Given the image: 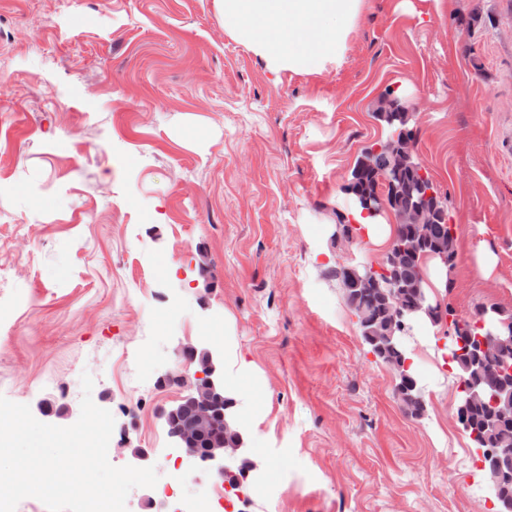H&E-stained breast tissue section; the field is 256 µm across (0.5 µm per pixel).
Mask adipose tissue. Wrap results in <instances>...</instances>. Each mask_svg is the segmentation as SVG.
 <instances>
[{"label": "adipose tissue", "instance_id": "1", "mask_svg": "<svg viewBox=\"0 0 512 512\" xmlns=\"http://www.w3.org/2000/svg\"><path fill=\"white\" fill-rule=\"evenodd\" d=\"M362 0H224L226 18L261 37L273 60L312 68L345 49Z\"/></svg>", "mask_w": 512, "mask_h": 512}]
</instances>
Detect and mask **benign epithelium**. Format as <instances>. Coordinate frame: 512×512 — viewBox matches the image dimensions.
<instances>
[{"label": "benign epithelium", "mask_w": 512, "mask_h": 512, "mask_svg": "<svg viewBox=\"0 0 512 512\" xmlns=\"http://www.w3.org/2000/svg\"><path fill=\"white\" fill-rule=\"evenodd\" d=\"M397 164L392 177L387 179L391 189H396V178L403 169V164L416 151L415 139L404 138L392 147ZM367 213H380L390 208L387 195L372 194L362 198ZM435 210L428 203L411 202L404 209L395 213L396 231L383 265L372 269L383 276L390 289L391 322L404 328L402 322L407 288L398 277L399 261L402 254L416 243L415 232L434 219ZM498 314L493 308L483 307L467 322L477 328L486 329V333L466 338L457 337L450 348L455 357L470 353L478 359L491 356L498 348L512 342V322L494 318ZM206 360L201 368L194 372L196 382L186 383L183 373H167L163 379L187 384V394L182 397L181 405L192 408V414L180 415V405L162 413L169 436L177 447L185 450L188 457L196 459L204 455L208 463L207 471L224 477L226 461L236 458L244 452L245 440L228 416L224 407V377L218 358L210 350H205ZM481 371L493 376L503 387L512 386V362L506 359L484 362ZM456 417L458 422L466 423V411L474 404H484L491 410L481 433L472 434L476 452L481 458L482 468L492 473L486 484L487 493L498 500V512H512V498L500 492V485L512 479V446L495 441V435L503 428L512 426V393L494 390L472 380L461 384Z\"/></svg>", "instance_id": "obj_1"}]
</instances>
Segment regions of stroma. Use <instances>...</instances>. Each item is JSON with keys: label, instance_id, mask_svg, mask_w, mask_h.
<instances>
[{"label": "stroma", "instance_id": "1", "mask_svg": "<svg viewBox=\"0 0 512 512\" xmlns=\"http://www.w3.org/2000/svg\"><path fill=\"white\" fill-rule=\"evenodd\" d=\"M390 92L455 229L439 303L512 312V0H363L314 69L222 0H0V395L62 398L66 427L90 373L111 464L147 451L164 483L158 413L185 390L158 379L208 347L263 466L240 512H476L444 330L410 333L427 411L406 417L332 275L385 256L336 215Z\"/></svg>", "mask_w": 512, "mask_h": 512}]
</instances>
